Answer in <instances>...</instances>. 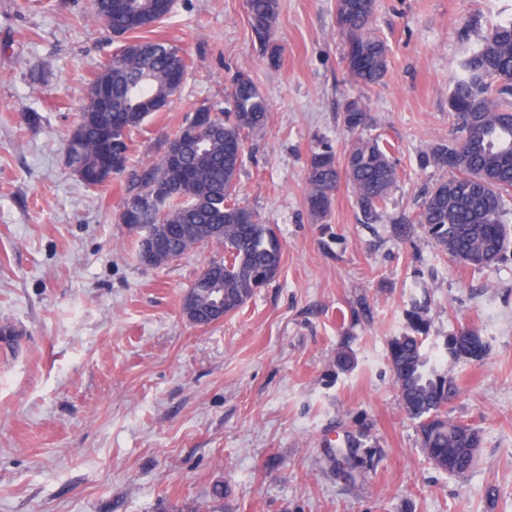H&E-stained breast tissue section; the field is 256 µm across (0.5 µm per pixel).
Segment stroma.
Segmentation results:
<instances>
[{
    "instance_id": "obj_1",
    "label": "stroma",
    "mask_w": 512,
    "mask_h": 512,
    "mask_svg": "<svg viewBox=\"0 0 512 512\" xmlns=\"http://www.w3.org/2000/svg\"><path fill=\"white\" fill-rule=\"evenodd\" d=\"M512 0H377L389 49L383 84L345 78L335 0H279L269 63L244 0H176L153 37L189 68L169 107L135 132L130 163L163 155L203 101L237 72L267 99L245 140L239 200L283 244L278 277L224 321L199 327L185 294L221 248L142 266L118 219L124 182L95 188L63 140L114 45L92 0H0V512H512V245L482 272L450 261L414 217L443 176L448 79ZM367 101L394 144L391 206L363 223L340 185L325 222L305 204L312 152L341 151L345 103ZM40 115L29 125L24 113ZM427 309L428 345L463 325L490 348L453 368L449 417L480 435L464 477L423 455L387 357L408 314ZM350 350L347 371L336 354ZM359 446L349 478L331 439Z\"/></svg>"
}]
</instances>
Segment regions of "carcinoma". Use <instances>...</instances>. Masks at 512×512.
<instances>
[{"instance_id":"obj_1","label":"carcinoma","mask_w":512,"mask_h":512,"mask_svg":"<svg viewBox=\"0 0 512 512\" xmlns=\"http://www.w3.org/2000/svg\"><path fill=\"white\" fill-rule=\"evenodd\" d=\"M96 18L125 43L88 84L77 125L64 152L71 172L86 186L107 175L126 177L119 219L127 228H150L163 238L154 266L215 242L224 257L208 264L211 288L224 289V315L250 300L276 279L282 243L269 224L235 197L244 163V140L263 130L269 104L248 74L234 79L227 107L197 106L179 130L187 143L176 165L168 153L140 169L127 170L132 134L181 91L187 63L182 50L141 33L170 15L159 0H93ZM249 26L275 60L273 39L279 0H246ZM377 0H336V31L343 44L347 78L367 87L388 71V47L372 30ZM452 134L433 145L428 164L452 176L425 193L416 215L424 233L452 261L481 270L498 261L508 241L505 215L512 202V20L491 25L460 59L448 82ZM372 117L367 104H345L342 125L353 135L338 155L315 152L307 166V207L317 220L331 209L346 180L366 222L388 207L398 183L389 142L365 131ZM430 320L424 311L409 314V328L389 344L388 358L403 407L416 421L420 447L433 465L464 476L480 447L478 432L448 418V400L458 386L447 362L480 360L488 343L473 326L448 336L438 351L425 347Z\"/></svg>"}]
</instances>
